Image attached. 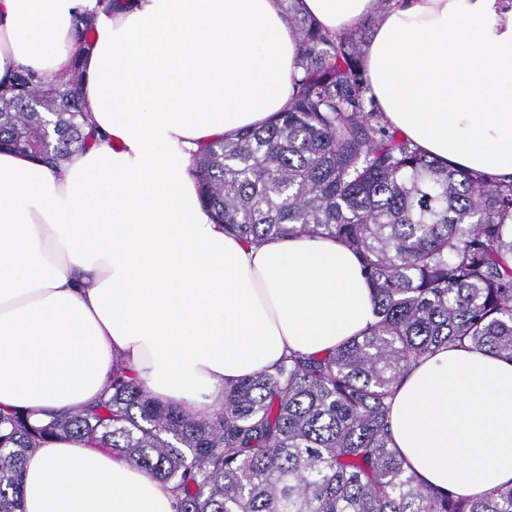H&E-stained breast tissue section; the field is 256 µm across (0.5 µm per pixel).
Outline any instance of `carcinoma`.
<instances>
[{
    "label": "carcinoma",
    "instance_id": "cac0c4a2",
    "mask_svg": "<svg viewBox=\"0 0 512 512\" xmlns=\"http://www.w3.org/2000/svg\"><path fill=\"white\" fill-rule=\"evenodd\" d=\"M280 2L300 34L288 106L213 141L192 171L213 220L248 243L305 234L352 249L374 324L224 386V404L196 415L121 367L92 407L39 422L0 412V512H20L25 457L55 437L111 449L169 490L176 512H512V487L469 496L424 484L390 447L389 425L405 370L436 350L512 359V182L422 154L384 121L361 34L333 37L298 0ZM82 80L77 61L16 74L0 93V148L58 169L86 149Z\"/></svg>",
    "mask_w": 512,
    "mask_h": 512
}]
</instances>
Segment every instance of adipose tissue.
<instances>
[{
  "label": "adipose tissue",
  "mask_w": 512,
  "mask_h": 512,
  "mask_svg": "<svg viewBox=\"0 0 512 512\" xmlns=\"http://www.w3.org/2000/svg\"><path fill=\"white\" fill-rule=\"evenodd\" d=\"M299 0L328 32L376 18L363 51L381 112L423 153L512 179V0ZM97 15L83 40L74 17ZM300 36L280 0H0V85L79 62L98 132L64 171L0 150V411L101 397L115 365L187 414L292 352L374 323L356 254L307 235L248 244L203 207L190 161L283 110ZM392 445L425 484L512 487V360L451 347L408 369ZM23 512H175L110 449L28 452Z\"/></svg>",
  "instance_id": "obj_1"
}]
</instances>
